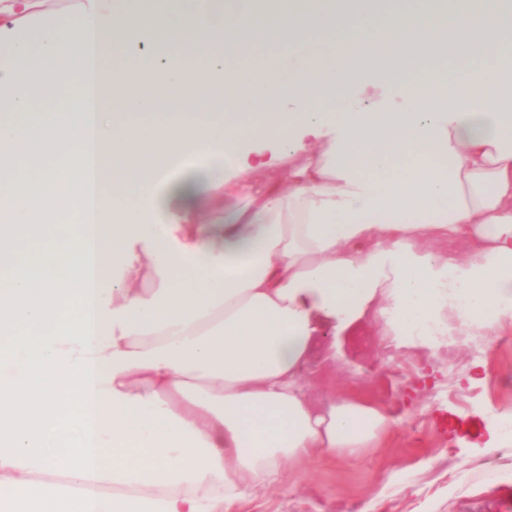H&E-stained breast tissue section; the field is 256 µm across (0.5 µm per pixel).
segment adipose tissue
Returning a JSON list of instances; mask_svg holds the SVG:
<instances>
[{"label":"adipose tissue","mask_w":512,"mask_h":512,"mask_svg":"<svg viewBox=\"0 0 512 512\" xmlns=\"http://www.w3.org/2000/svg\"><path fill=\"white\" fill-rule=\"evenodd\" d=\"M38 4L0 0V512H235L393 427L309 395L327 333L512 320V0H82L33 39Z\"/></svg>","instance_id":"adipose-tissue-1"}]
</instances>
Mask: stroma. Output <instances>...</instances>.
Segmentation results:
<instances>
[{"label":"stroma","instance_id":"obj_1","mask_svg":"<svg viewBox=\"0 0 512 512\" xmlns=\"http://www.w3.org/2000/svg\"><path fill=\"white\" fill-rule=\"evenodd\" d=\"M344 349L348 365L324 369L323 379L385 407L392 433L350 460L319 455L286 468L237 512H512V447L488 444L512 428V325L451 361L428 348L386 361L370 326Z\"/></svg>","mask_w":512,"mask_h":512}]
</instances>
